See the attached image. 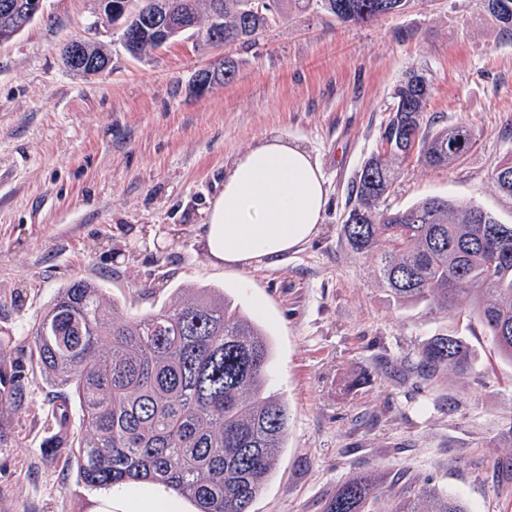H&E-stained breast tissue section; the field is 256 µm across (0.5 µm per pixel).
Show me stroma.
I'll return each instance as SVG.
<instances>
[{"instance_id": "35a3bbf8", "label": "stroma", "mask_w": 512, "mask_h": 512, "mask_svg": "<svg viewBox=\"0 0 512 512\" xmlns=\"http://www.w3.org/2000/svg\"><path fill=\"white\" fill-rule=\"evenodd\" d=\"M94 6L45 0L44 17L0 46V342L26 349L44 308L79 278L103 282L133 317L180 287L221 288L269 330L272 388L288 404L285 446L251 512H321L350 475L370 471L385 491L429 477L471 512H512V475L497 466L512 443V364L490 356L480 324L395 305L341 232L414 66L433 80L427 119L467 123L476 143L453 168L405 167L386 207L442 196L512 224V198L492 179L512 158V39L482 0H411L367 26L314 6L244 44L185 36L145 60L119 30L89 33ZM88 36L109 49V74L62 64L61 46ZM223 55L235 79L195 92V74ZM273 129L317 157L325 220L274 263L213 267L202 211L226 164ZM453 330L473 352L464 375L432 384L407 372L429 336ZM26 373L25 404L0 411V512H90L94 491L43 453L54 389L37 365Z\"/></svg>"}]
</instances>
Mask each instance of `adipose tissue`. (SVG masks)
Wrapping results in <instances>:
<instances>
[{"mask_svg": "<svg viewBox=\"0 0 512 512\" xmlns=\"http://www.w3.org/2000/svg\"><path fill=\"white\" fill-rule=\"evenodd\" d=\"M320 164L300 142L269 133L226 166L224 188L203 212V247L212 265L248 270L280 259L317 233L328 205ZM127 487L100 491L91 512H178L162 486L127 500Z\"/></svg>", "mask_w": 512, "mask_h": 512, "instance_id": "obj_1", "label": "adipose tissue"}]
</instances>
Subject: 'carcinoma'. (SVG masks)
<instances>
[{"instance_id": "cac0c4a2", "label": "carcinoma", "mask_w": 512, "mask_h": 512, "mask_svg": "<svg viewBox=\"0 0 512 512\" xmlns=\"http://www.w3.org/2000/svg\"><path fill=\"white\" fill-rule=\"evenodd\" d=\"M122 18L121 44L146 58L160 42L145 17L166 14L193 23L203 42L249 41L284 8L322 5L336 20L369 24L404 9L409 0H137ZM500 29L512 34V0H484ZM20 0H0V35L28 24ZM229 56L210 66L209 85L234 79ZM432 84L411 68L394 90L382 150L361 167L343 215L349 249L375 262L379 278L400 307L426 303L469 317L501 358L512 363V224L487 210L445 197L425 198L391 211L381 203L412 161L449 168L472 149L463 122L432 126L425 119ZM492 178L512 197V160ZM30 355L56 387L52 415L69 429L79 405V429L43 443L47 455L76 464L91 490L134 483L164 486L195 512H251L275 469L288 434V406L269 390L272 344L265 327L221 288H195L141 317H124L104 287L74 279L59 289L31 329ZM471 357L453 332L429 337L416 353L428 378L458 372ZM23 369L0 348V404L23 405ZM322 512H470L466 503L424 480L387 496L376 475L356 473L322 504Z\"/></svg>"}]
</instances>
